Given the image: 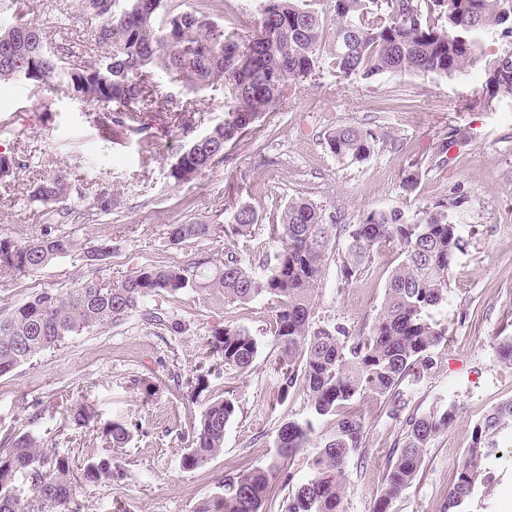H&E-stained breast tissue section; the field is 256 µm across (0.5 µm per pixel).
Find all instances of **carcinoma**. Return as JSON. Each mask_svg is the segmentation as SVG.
<instances>
[{
	"label": "carcinoma",
	"instance_id": "obj_1",
	"mask_svg": "<svg viewBox=\"0 0 512 512\" xmlns=\"http://www.w3.org/2000/svg\"><path fill=\"white\" fill-rule=\"evenodd\" d=\"M258 30L244 41L226 28L192 11L173 13L164 0H76L82 14L99 21L95 42L103 59L88 64L68 47L48 45L31 17V0H10L11 26L0 28V81L12 69L31 72L26 80L49 102L65 87L81 101L98 108L96 123L107 134L126 129L141 134L149 128L135 105L171 103L174 94L161 91L172 84L186 94L224 88L230 103L224 122L191 141L170 164L175 183L198 179L224 159L225 147L254 129L266 112L275 111L288 83L310 80L325 64L339 75L399 76L416 72L454 77L479 66L484 85L477 103L512 98V45L488 55L484 41L512 38V0H326L327 11L306 7L303 0H261ZM333 21L329 58L321 52L327 21ZM378 142L370 128L342 127L325 133L323 144L332 155L360 162ZM77 193L62 174L46 177L31 194L43 204H62ZM463 206L459 197L444 196L410 221L399 210L374 211L358 224L330 221L318 204L305 197L288 201L271 235L278 243L259 263L232 249L204 270L200 265H147L117 281L89 277L64 291L44 290L8 313L0 314V375L27 364L37 355L60 346L67 337L95 327L122 322L143 313L147 324L174 334L186 326L161 309H145L148 300L165 294L193 292L224 305L266 299L275 305L272 335L280 353L278 390L288 397L301 385L310 398L312 414H334L357 395L371 391L386 400L388 414L403 419L402 446L384 475L373 512H389L392 501L417 479L423 451L432 437L453 420L454 406L426 414L408 410L401 389L433 368L434 354L448 336V326L435 321L432 310L448 298V284L462 236L453 213ZM259 221L255 210L239 205L231 224H174L170 242L219 234L247 237ZM340 282L347 284L372 262L377 246L387 240L400 245V261L385 285L380 313L351 329L322 325L312 316L326 265L336 242ZM73 237L47 234L22 243L0 236V273L37 271L74 251ZM207 353L223 371H251L258 341L248 328L232 323L214 327ZM189 398L208 391L201 373L187 381ZM236 413L235 402L210 396L200 422L187 434L183 467L193 470L224 451V434ZM63 417L77 428L96 430L111 448L127 445L139 424L112 421L98 426L94 405L82 398L69 400ZM512 420V402L496 408L475 427L472 445L465 449L456 481L449 489L444 512H461L484 477L493 437ZM314 433L313 421L283 423L276 437V457L297 455ZM366 428L344 415L336 431L311 462V475L288 495L284 512H343L345 464L366 453ZM267 466L244 463L224 476L220 491L202 498L194 512H263L269 499ZM119 475L112 455L86 460L75 472L72 459L45 447L32 431L0 439V512H82L78 490Z\"/></svg>",
	"mask_w": 512,
	"mask_h": 512
}]
</instances>
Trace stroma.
<instances>
[{
	"mask_svg": "<svg viewBox=\"0 0 512 512\" xmlns=\"http://www.w3.org/2000/svg\"><path fill=\"white\" fill-rule=\"evenodd\" d=\"M177 3L203 11L244 38L261 19V0ZM70 4L33 0L34 19L50 45L69 36L85 45L88 61H96L98 23L75 11L62 18L60 8ZM483 81L477 68L453 78L415 73L342 77L324 69L305 84L289 85L277 110L265 113L255 131L228 145L222 162L183 185L169 179V166L192 139L223 122V90L180 97L176 114L154 112V145L147 152L140 135L130 131L102 138L91 119L93 105L60 94L46 106L29 85L1 82L0 153L21 156L24 164L0 179V235L32 242L50 226L73 237L79 247L38 271L0 275V313L41 291L72 287L88 274L85 248L99 243L112 247L101 276L117 280L147 264L215 263L228 247L243 256L273 249L270 227L297 196L323 205L342 224L394 208L414 220L441 196H460L464 205L456 220L464 245L453 265L448 302L436 314L448 326L447 341L436 351L434 368L405 386L417 413L451 404L456 412L448 428L425 448L424 468L413 486L390 508L443 512L476 425L512 401V362L497 352L498 343L512 337V99L474 105ZM339 126L376 130L379 140L368 159L353 163L327 152L322 138ZM452 128L466 132L468 139L449 145L447 164L437 166L435 154ZM416 169L421 172L417 188L405 193L403 181ZM56 173L68 175L81 192L80 200L61 211L30 197L33 182ZM104 191L119 199L106 213L96 206ZM243 202L260 216L251 237L215 236L170 245L172 225H225ZM398 253L397 242L379 245L370 268L346 285L339 283L335 266H328L313 308L315 320L356 328L373 318ZM157 304L185 321L187 332L164 333L135 313L71 336L61 347L0 375V437L24 425L38 403L45 414L35 430L48 447L79 463L108 454L99 435L62 420V400L77 395L95 406L100 422L141 423V435L117 451L122 476L86 486L83 512H193L238 462L269 464L283 422L310 416L302 389L285 398L278 392L271 303L223 306L177 293ZM228 320L252 332L258 355L248 374L211 375V390L230 392L236 415L225 432L223 453L201 468L186 470L181 456L187 432L200 421L204 403L188 401L173 378L186 379L200 370L211 329ZM140 377L158 380L161 390L153 400H145L137 387ZM348 410L364 421L368 452L347 463L343 508L372 512L402 425L388 416L384 399L369 391ZM335 430L334 415L319 418L308 447L287 468L271 472L272 494L263 512H281L291 483L310 475L313 458ZM496 442L485 462L488 478L477 483L465 512H512V421L502 426Z\"/></svg>",
	"mask_w": 512,
	"mask_h": 512,
	"instance_id": "obj_1",
	"label": "stroma"
}]
</instances>
